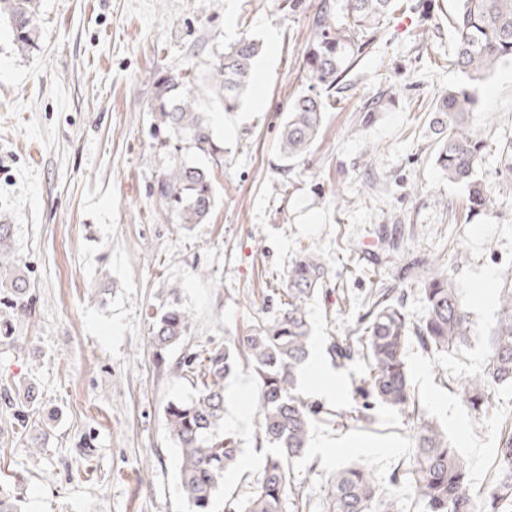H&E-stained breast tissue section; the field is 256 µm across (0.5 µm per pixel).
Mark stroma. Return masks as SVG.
I'll list each match as a JSON object with an SVG mask.
<instances>
[{"label": "stroma", "mask_w": 512, "mask_h": 512, "mask_svg": "<svg viewBox=\"0 0 512 512\" xmlns=\"http://www.w3.org/2000/svg\"><path fill=\"white\" fill-rule=\"evenodd\" d=\"M327 1L343 2L40 0L39 38L25 52L0 23V219L14 226L12 252L31 295L27 311L9 316L16 341L0 344V387L37 393L26 421L0 405V485L24 488L27 512H186L164 407L192 386L156 368L151 318L178 300L193 318L190 345L223 346L277 313L288 268L305 250L328 261L330 278L307 306L314 340L299 392L328 410L354 404L365 362L333 360L327 348L370 290L396 284L416 324L425 313L419 263L452 267L473 315L469 343L450 354L414 345L406 361L419 409L467 461L472 493L491 480L512 387L496 390L480 415L458 387L482 371L496 293L512 279V175L495 156L512 140V63L478 84L473 114L491 150L482 179L500 204L496 218L469 217L465 192L433 160L428 114L461 79L448 25L454 0H432L427 13L407 0L388 16L309 152L283 174L281 126L308 89L312 21ZM244 35L263 52L254 85L227 112L205 77L215 52ZM175 69L195 76L224 145L204 224L163 223L150 194L168 162L149 134L150 78ZM374 100L382 111L367 113ZM327 378L335 395L318 388ZM251 382L243 369L225 382L224 428L245 450L228 492H244L243 474L262 467L252 451L256 400L235 396ZM412 432L385 406L343 430L316 421L294 468L309 475L311 512H326V490L351 459L388 484Z\"/></svg>", "instance_id": "35a3bbf8"}]
</instances>
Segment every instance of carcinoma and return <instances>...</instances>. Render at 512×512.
<instances>
[{"mask_svg":"<svg viewBox=\"0 0 512 512\" xmlns=\"http://www.w3.org/2000/svg\"><path fill=\"white\" fill-rule=\"evenodd\" d=\"M449 15L453 29V56L463 73L461 83L437 98L429 128L437 143L436 164L453 184L467 191L469 211L491 216L498 203L484 189L478 170L485 162L487 142L472 123L476 87L502 62L512 61V0H455ZM395 0H344L340 12L328 4L314 17V35L305 67L312 85L337 94L347 88L345 77L368 44L366 37L394 12ZM0 19L12 30L17 50L35 44V0H0ZM263 43L250 36L216 53L210 63L211 90L226 112L235 111L248 90L253 65ZM195 80L178 71H160L151 79L148 111L154 114L150 135L170 153L169 163L152 185L163 219L168 224H203L215 204L211 170L190 161L204 156L216 165L224 150L194 93ZM333 96L309 91L288 108L279 141L283 172L305 156L317 137L323 114ZM14 225L0 221V286L9 283L8 305L23 310L29 288L11 260ZM426 314L410 323L395 287L375 289L363 313L346 334V342H331L332 358L364 359L368 372L355 391L351 410L328 412L331 423L347 429L370 418L379 403L405 413L415 434L398 479L408 484L421 512H512V429L502 434L495 449L497 468L482 499L470 492L469 472L448 434L420 416L410 384L406 351L415 344L426 352L450 353L468 344L472 333L470 312L461 288L448 268L420 265ZM328 269L323 259L304 252L288 270L287 300L277 315L246 336H237L222 348L198 353L188 347L189 313L172 303L152 317L150 345L157 368L194 379L195 390L164 408L168 432L180 450L179 480L188 512H211L228 475L239 466L243 448L237 437L224 433V381L240 367L250 371L258 392L260 422L253 440L263 465L251 480L248 494L231 496L227 512H306V479L292 477L293 468L309 450L313 419L320 407L297 391L296 372L308 359L312 344L307 302L323 288ZM499 316L481 373L461 384L465 405L476 413L492 407L494 389L512 387V281L500 288ZM4 404L29 411L35 392H3ZM329 512H400L394 492L381 485L373 472L358 461L336 474L326 492ZM24 493L0 487V512H22Z\"/></svg>","mask_w":512,"mask_h":512,"instance_id":"cac0c4a2","label":"carcinoma"}]
</instances>
